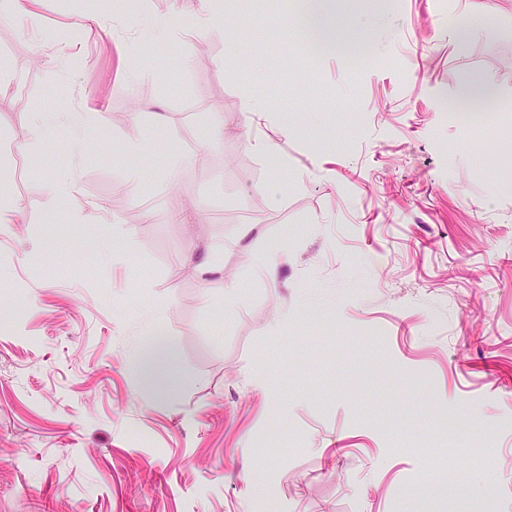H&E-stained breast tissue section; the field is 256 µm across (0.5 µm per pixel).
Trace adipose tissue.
<instances>
[{
	"label": "adipose tissue",
	"mask_w": 512,
	"mask_h": 512,
	"mask_svg": "<svg viewBox=\"0 0 512 512\" xmlns=\"http://www.w3.org/2000/svg\"><path fill=\"white\" fill-rule=\"evenodd\" d=\"M331 3L332 0H299L294 21L300 32L325 50L344 56L361 55L365 38L332 11Z\"/></svg>",
	"instance_id": "obj_1"
}]
</instances>
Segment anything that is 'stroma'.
I'll use <instances>...</instances> for the list:
<instances>
[{
  "label": "stroma",
  "mask_w": 512,
  "mask_h": 512,
  "mask_svg": "<svg viewBox=\"0 0 512 512\" xmlns=\"http://www.w3.org/2000/svg\"><path fill=\"white\" fill-rule=\"evenodd\" d=\"M476 2L359 11V58L282 42L294 0L202 33L181 28L200 0H51L0 26V512H512V0ZM93 8L114 36L44 52ZM153 13L177 32L144 47ZM468 76L492 90L478 130L451 117ZM74 108L96 114L81 142L28 138ZM181 204L197 223L170 221ZM150 315L176 361L153 387Z\"/></svg>",
  "instance_id": "stroma-1"
}]
</instances>
